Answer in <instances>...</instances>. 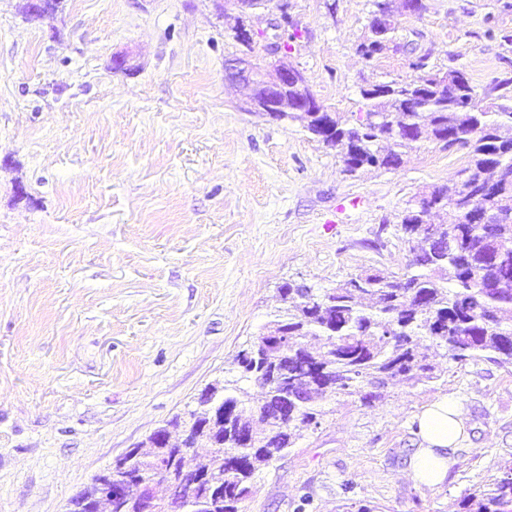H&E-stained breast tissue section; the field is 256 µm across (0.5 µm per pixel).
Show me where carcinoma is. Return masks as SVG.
<instances>
[{"label": "carcinoma", "mask_w": 512, "mask_h": 512, "mask_svg": "<svg viewBox=\"0 0 512 512\" xmlns=\"http://www.w3.org/2000/svg\"><path fill=\"white\" fill-rule=\"evenodd\" d=\"M417 75L361 89L363 115L349 120L332 114L337 136L332 144L341 156L343 172L391 169L401 163L402 150L423 136L448 145L462 138L468 161L457 179L470 188L458 199L463 208H487L494 219L485 224H432L430 214L448 208V191L435 188L418 208L409 205L401 219L407 240L421 238L428 247L415 254L401 276L382 271L352 276L334 288H280L283 307L268 327L288 333V344L261 336L264 359L241 365L234 358L235 375L224 386L207 388L210 404L175 416L168 425L200 423L210 409H238L225 418L224 437L199 470L211 473L193 497L180 503V512H240L253 494L261 467L284 457L304 428L318 424L319 402L329 394L359 395L399 381L411 386L438 379L436 366L419 349L428 339L450 358L465 361L484 356L512 366V103L493 111L472 112L465 103L476 97L467 74L458 69L451 93L439 90L437 74L427 70L426 57L409 61ZM317 141L323 121L312 113L287 112ZM491 174L497 193L477 196V177ZM491 268L496 286L488 288L482 270ZM274 366L278 376L267 383L263 366ZM243 381L264 384L261 402L253 401ZM294 404L288 430L278 420L282 401ZM164 448H136L124 456L126 474L148 484ZM458 512H512V464L489 483L468 489L458 501Z\"/></svg>", "instance_id": "obj_1"}]
</instances>
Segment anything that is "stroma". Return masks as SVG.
I'll return each instance as SVG.
<instances>
[{
  "instance_id": "stroma-1",
  "label": "stroma",
  "mask_w": 512,
  "mask_h": 512,
  "mask_svg": "<svg viewBox=\"0 0 512 512\" xmlns=\"http://www.w3.org/2000/svg\"><path fill=\"white\" fill-rule=\"evenodd\" d=\"M399 44L357 51L372 0H288L289 62L330 112L413 78L411 57L464 70L483 103L512 95V0H422ZM0 0V512H65L93 475L227 377L288 282L329 288L403 274L407 203L451 185L464 150L424 142L399 167L343 171L334 148L246 111L224 81L238 24L212 0H64L55 22ZM134 68L117 71L115 55ZM442 375L371 404L330 396L315 427L263 468L243 512L346 503L455 512L512 460V367L436 356ZM458 401L466 435L444 484L406 475L416 416Z\"/></svg>"
}]
</instances>
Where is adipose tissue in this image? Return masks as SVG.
<instances>
[{"mask_svg": "<svg viewBox=\"0 0 512 512\" xmlns=\"http://www.w3.org/2000/svg\"><path fill=\"white\" fill-rule=\"evenodd\" d=\"M465 421L459 403L448 396L435 399L421 412L417 418L418 446L407 466L415 483L433 488L446 481L465 432Z\"/></svg>", "mask_w": 512, "mask_h": 512, "instance_id": "obj_1", "label": "adipose tissue"}]
</instances>
